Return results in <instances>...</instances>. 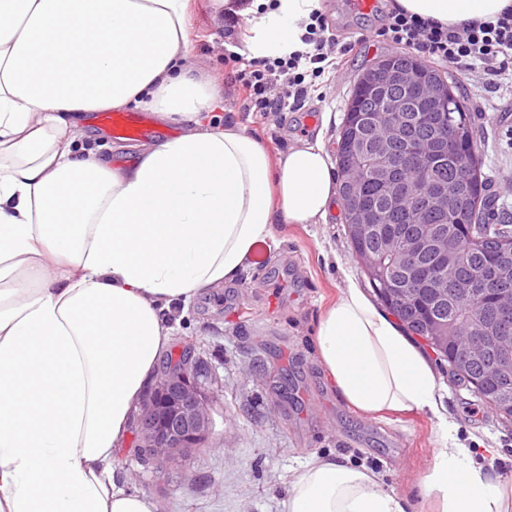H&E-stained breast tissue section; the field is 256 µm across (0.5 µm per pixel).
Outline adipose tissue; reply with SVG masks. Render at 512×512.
Returning a JSON list of instances; mask_svg holds the SVG:
<instances>
[{
	"mask_svg": "<svg viewBox=\"0 0 512 512\" xmlns=\"http://www.w3.org/2000/svg\"><path fill=\"white\" fill-rule=\"evenodd\" d=\"M456 26L512 0H396ZM191 0H0V512H156L113 461L170 331L171 303L234 281L274 224L325 222L336 169L321 141L270 158L190 60ZM322 0L236 9L248 58L303 47ZM146 105L180 134L124 166L88 145L87 114ZM317 350L365 415L430 413L433 512H512V478L448 435L436 376L355 280L321 314ZM377 473L333 457L294 471L282 512H407Z\"/></svg>",
	"mask_w": 512,
	"mask_h": 512,
	"instance_id": "ef3b65f1",
	"label": "adipose tissue"
}]
</instances>
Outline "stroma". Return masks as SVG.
I'll return each instance as SVG.
<instances>
[{"label":"stroma","mask_w":512,"mask_h":512,"mask_svg":"<svg viewBox=\"0 0 512 512\" xmlns=\"http://www.w3.org/2000/svg\"><path fill=\"white\" fill-rule=\"evenodd\" d=\"M345 2L324 0L339 45L352 47L336 73L320 81L301 108L249 112L234 80L237 66L224 60L225 53L241 50V29L212 18L207 0H197L187 22L192 58L224 88L221 118L244 126L270 155L317 138L335 153L358 75L401 50L377 34L381 10L353 13ZM437 69L473 113L482 171L499 209L512 212V81L495 89L480 73H459L442 63ZM130 112L142 120L135 140L101 134L98 121L89 124L103 155L119 165L142 145L179 132L147 108ZM255 251L237 280L202 291L188 307H172L167 315L173 336L161 361L190 347L208 365L203 384L210 397L209 439L168 470L144 462L135 433H127L114 462L120 486L150 496L159 512H280L293 472L311 457L333 456L380 474L386 489L409 499L412 512H427L420 483L436 446L432 415L361 416L338 399L316 357L319 316L345 287L346 276L360 288L370 286L351 255L342 206L323 224L273 225ZM426 358L457 444L475 464L512 475V420L454 379L436 354Z\"/></svg>","instance_id":"obj_1"}]
</instances>
